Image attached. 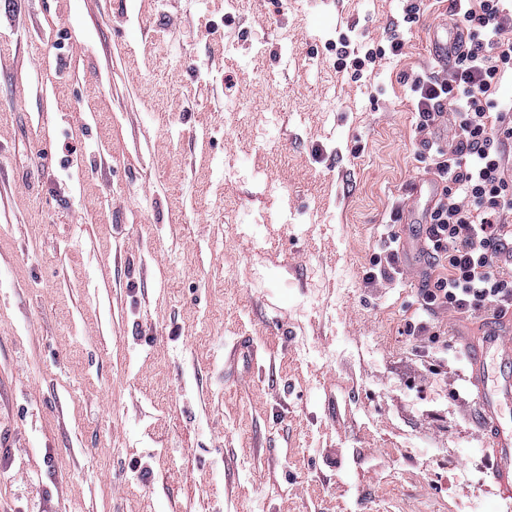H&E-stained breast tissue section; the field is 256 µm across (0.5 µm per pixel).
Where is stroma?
I'll list each match as a JSON object with an SVG mask.
<instances>
[{
    "label": "stroma",
    "mask_w": 512,
    "mask_h": 512,
    "mask_svg": "<svg viewBox=\"0 0 512 512\" xmlns=\"http://www.w3.org/2000/svg\"><path fill=\"white\" fill-rule=\"evenodd\" d=\"M405 4L0 0V512H512L460 392L482 324L404 335L420 245L364 282L424 214L405 78L452 15ZM388 238L390 239L391 244H396V246H393L390 250V252L386 255L384 258L385 266L382 265V259L381 257H376L372 262V268L373 267H379L378 273L374 271H369L365 273L364 280L366 284H373L379 281L380 279H383V277H387V269L392 270L394 273L399 274L396 271V266L399 264V244L398 240L399 237L396 235V233L392 230L388 231ZM439 329L440 327L438 328L435 323L428 325V323H423V321L416 324L409 321L406 323L403 332L406 336L424 345L426 343H435L440 336L445 335L444 333L441 334ZM253 352V339L250 336L240 337L233 347V352L224 356V373L242 377L243 373L246 372V364L253 358Z\"/></svg>",
    "instance_id": "stroma-1"
}]
</instances>
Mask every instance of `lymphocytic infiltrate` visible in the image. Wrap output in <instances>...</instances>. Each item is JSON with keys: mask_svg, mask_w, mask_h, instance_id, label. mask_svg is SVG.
I'll list each match as a JSON object with an SVG mask.
<instances>
[{"mask_svg": "<svg viewBox=\"0 0 512 512\" xmlns=\"http://www.w3.org/2000/svg\"><path fill=\"white\" fill-rule=\"evenodd\" d=\"M469 35L450 69L410 84L414 133L449 119L455 133L434 147L430 172L442 193L422 225L429 270L417 291L427 311L477 321L512 317V108L496 96L512 77V7L506 0H452Z\"/></svg>", "mask_w": 512, "mask_h": 512, "instance_id": "obj_1", "label": "lymphocytic infiltrate"}]
</instances>
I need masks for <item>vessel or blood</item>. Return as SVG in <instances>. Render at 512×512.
<instances>
[{
	"mask_svg": "<svg viewBox=\"0 0 512 512\" xmlns=\"http://www.w3.org/2000/svg\"><path fill=\"white\" fill-rule=\"evenodd\" d=\"M466 41V36L453 27L442 33L432 32L431 57L437 65L449 66ZM253 352L252 338L240 337L224 358L225 373L242 376L243 366L252 360ZM464 353L463 379L477 423L492 450V476L502 493L512 496V427L502 421L504 408L512 405V382L501 372L503 366L512 364V341L486 334L467 341Z\"/></svg>",
	"mask_w": 512,
	"mask_h": 512,
	"instance_id": "vessel-or-blood-1",
	"label": "vessel or blood"
}]
</instances>
